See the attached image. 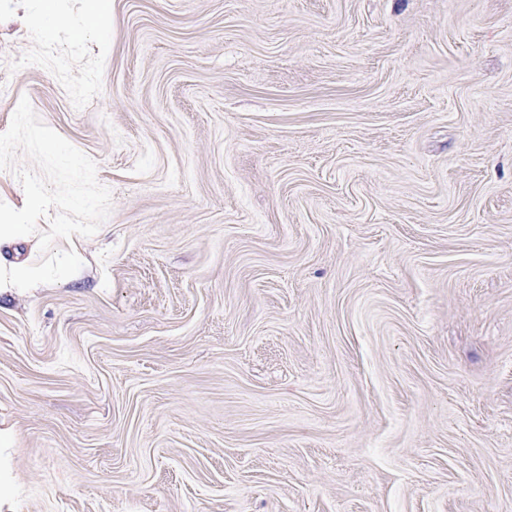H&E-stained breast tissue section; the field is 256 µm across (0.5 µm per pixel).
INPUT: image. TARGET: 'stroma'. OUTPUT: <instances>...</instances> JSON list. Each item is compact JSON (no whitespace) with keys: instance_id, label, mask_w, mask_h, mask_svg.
Listing matches in <instances>:
<instances>
[{"instance_id":"35a3bbf8","label":"stroma","mask_w":512,"mask_h":512,"mask_svg":"<svg viewBox=\"0 0 512 512\" xmlns=\"http://www.w3.org/2000/svg\"><path fill=\"white\" fill-rule=\"evenodd\" d=\"M85 15L0 0L112 194L0 292V512H512V0Z\"/></svg>"}]
</instances>
